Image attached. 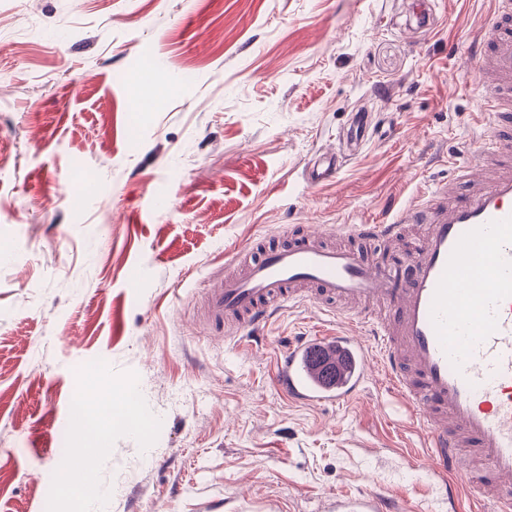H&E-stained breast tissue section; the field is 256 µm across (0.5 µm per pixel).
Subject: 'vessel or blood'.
<instances>
[{"label":"vessel or blood","mask_w":512,"mask_h":512,"mask_svg":"<svg viewBox=\"0 0 512 512\" xmlns=\"http://www.w3.org/2000/svg\"><path fill=\"white\" fill-rule=\"evenodd\" d=\"M468 55L491 108L490 118L476 120L482 135L475 161L459 168L468 192L444 185L385 223L351 230L382 243L399 240L406 225H426L414 253L390 265L359 248L325 245L321 226L278 234L254 254L239 252L236 274L217 275L201 316L239 342L297 303L334 317L340 301L382 302V315L350 311L346 329L284 349L273 385L303 404L344 405L371 380L370 352L378 350L386 380L425 431L428 465L447 479L449 501L458 499L476 459L487 475L475 481L474 499L512 510V0H494ZM370 127V113H355L347 143L359 148ZM346 160L323 157L309 180L337 177ZM324 512L391 508L366 494L329 500Z\"/></svg>","instance_id":"b4317fda"}]
</instances>
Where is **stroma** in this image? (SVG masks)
<instances>
[{"instance_id": "1", "label": "stroma", "mask_w": 512, "mask_h": 512, "mask_svg": "<svg viewBox=\"0 0 512 512\" xmlns=\"http://www.w3.org/2000/svg\"><path fill=\"white\" fill-rule=\"evenodd\" d=\"M407 4L0 0V512H452L383 378L344 406L273 387L278 351L341 319L304 303L237 345L195 318L250 242L382 223L473 159L480 98L448 48L491 0H436L428 33ZM359 110L376 134L310 183ZM97 386L137 394L132 427L91 410ZM389 504L381 496L359 495L352 498L331 499L324 512H391Z\"/></svg>"}]
</instances>
